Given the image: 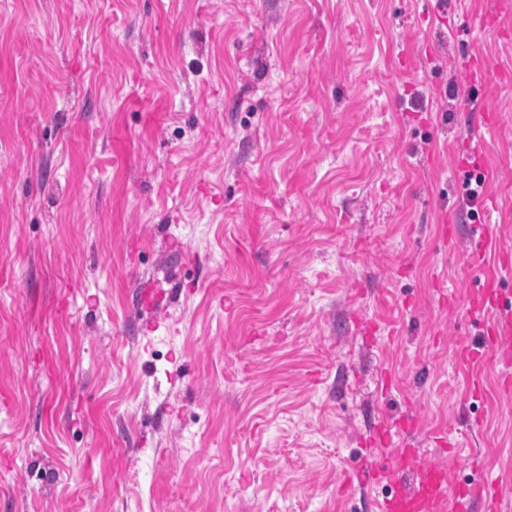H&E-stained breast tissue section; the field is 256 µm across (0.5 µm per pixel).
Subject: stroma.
<instances>
[{"label": "stroma", "instance_id": "stroma-1", "mask_svg": "<svg viewBox=\"0 0 512 512\" xmlns=\"http://www.w3.org/2000/svg\"><path fill=\"white\" fill-rule=\"evenodd\" d=\"M490 286L512 0H0V512H376L406 445L512 512Z\"/></svg>", "mask_w": 512, "mask_h": 512}]
</instances>
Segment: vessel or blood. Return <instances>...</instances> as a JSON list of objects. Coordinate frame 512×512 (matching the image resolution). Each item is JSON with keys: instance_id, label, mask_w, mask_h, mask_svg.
Masks as SVG:
<instances>
[{"instance_id": "obj_1", "label": "vessel or blood", "mask_w": 512, "mask_h": 512, "mask_svg": "<svg viewBox=\"0 0 512 512\" xmlns=\"http://www.w3.org/2000/svg\"><path fill=\"white\" fill-rule=\"evenodd\" d=\"M490 341L494 358L512 361V324L501 323ZM414 458V450L400 448L391 467L359 468L350 478L363 487L385 481L394 485V492L379 502L380 512H499L500 485L483 476V462L478 456H467L463 462L476 473V480L454 488L448 485L447 468L430 465L416 469L412 466Z\"/></svg>"}]
</instances>
